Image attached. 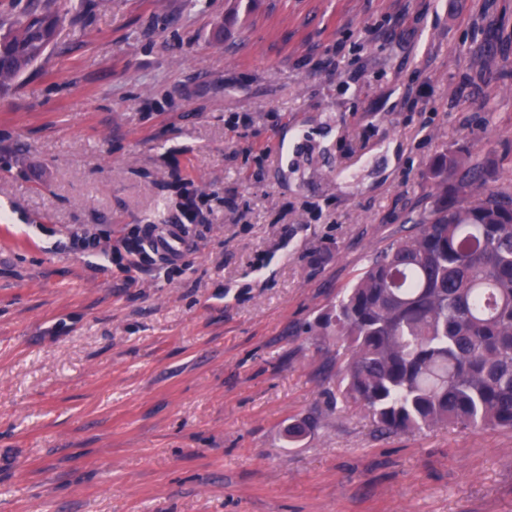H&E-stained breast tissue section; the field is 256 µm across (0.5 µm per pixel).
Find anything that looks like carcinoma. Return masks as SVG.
I'll list each match as a JSON object with an SVG mask.
<instances>
[{
  "label": "carcinoma",
  "instance_id": "cac0c4a2",
  "mask_svg": "<svg viewBox=\"0 0 512 512\" xmlns=\"http://www.w3.org/2000/svg\"><path fill=\"white\" fill-rule=\"evenodd\" d=\"M58 18L30 5L0 23V92L50 46ZM412 232L376 252L317 320L343 346L341 400L376 430L443 424L512 430V195L496 159L465 148L432 158Z\"/></svg>",
  "mask_w": 512,
  "mask_h": 512
}]
</instances>
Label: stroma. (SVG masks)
<instances>
[{"instance_id":"obj_1","label":"stroma","mask_w":512,"mask_h":512,"mask_svg":"<svg viewBox=\"0 0 512 512\" xmlns=\"http://www.w3.org/2000/svg\"><path fill=\"white\" fill-rule=\"evenodd\" d=\"M49 7L0 95V512H512V431L377 433L313 329L442 148L512 192V0Z\"/></svg>"}]
</instances>
